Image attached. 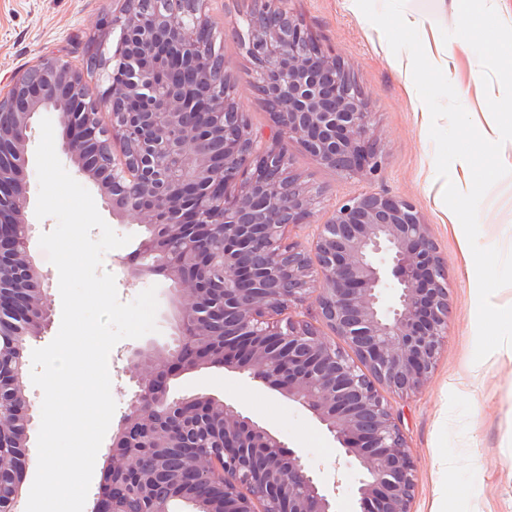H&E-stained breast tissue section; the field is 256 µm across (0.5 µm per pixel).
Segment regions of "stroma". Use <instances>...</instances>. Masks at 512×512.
I'll return each instance as SVG.
<instances>
[{"label":"stroma","mask_w":512,"mask_h":512,"mask_svg":"<svg viewBox=\"0 0 512 512\" xmlns=\"http://www.w3.org/2000/svg\"><path fill=\"white\" fill-rule=\"evenodd\" d=\"M251 0H207L205 13L220 35L224 59L236 81V101L246 112L254 133L277 139L288 154L290 169L315 198L311 223L289 226L287 242L311 250L318 225L329 221L347 199L365 192L384 191L409 202L429 228L447 273L448 337L426 384L412 397H389L399 428L415 464L416 487L410 512H435V489L446 478L443 458L463 457L452 499L453 512H512V361L492 353L475 362V311L470 295L461 244L452 225V211L445 205L443 183L435 168V146L429 124L416 112L418 92L390 50L382 31L370 23L355 0H288V10L327 50L339 55L351 68L360 93L372 114L373 140L385 151L380 172L371 178L351 177L319 163L288 138H275V128L264 111L256 81L238 41V22ZM406 10L420 18L418 32L424 48L440 56L452 47L451 73L468 94L462 105L477 124H486L489 99L512 93V79L487 67L486 53L475 44L471 30L453 7L430 10L425 0H406ZM113 0H0V81L38 56L56 53L86 66L90 58L108 59L119 38L108 22ZM50 119L54 145L65 170L92 195L104 221L130 241L106 253L103 271L115 277L121 302H132L149 287H156V332L145 340L164 346L174 341L175 309L169 281L160 274L135 276L132 266L142 264L140 243L144 226L120 221L104 204L98 185L81 173L63 153L62 126L58 114ZM32 225L29 252L37 270L45 275L52 322L43 335L28 339L27 350L47 346L57 335L62 315L59 275L39 246L41 234L52 231L56 220L29 215ZM482 246L512 252V175L495 184L479 211ZM141 341L125 339L108 358L117 403L111 428H118L128 407L131 379L130 349ZM212 395L233 404L276 434L307 460L326 487H337L336 512H355L353 488L357 467L347 466L336 441L318 419L298 403L247 374L218 367H203L172 378L169 395Z\"/></svg>","instance_id":"1"}]
</instances>
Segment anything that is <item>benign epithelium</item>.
<instances>
[{"instance_id":"1","label":"benign epithelium","mask_w":512,"mask_h":512,"mask_svg":"<svg viewBox=\"0 0 512 512\" xmlns=\"http://www.w3.org/2000/svg\"><path fill=\"white\" fill-rule=\"evenodd\" d=\"M120 7L123 51L91 96L82 70L43 55L0 85V509L13 512L26 469L31 403L26 395V338L51 323L43 275L29 254V187L25 154L32 118L56 112L64 151L78 166L94 150L107 157L95 178L113 216L150 234L144 268L170 281L177 308L171 346L135 348L129 356L135 391L112 436L109 465L95 512H127L125 461L148 449L134 489L147 512H171L167 463L185 448L198 465L181 497L193 512H335V501L308 464L280 438L235 406L211 395L172 399L169 380L188 370L224 367L266 383L312 412L363 470L355 489L360 512H409L415 492L412 455L383 387L400 398L427 382L448 335L444 265L428 225L406 201L384 192L341 204L320 224L314 254L285 245L288 223L309 224L313 205L280 183L276 143L253 150L248 117L224 111V73L199 83L195 105L166 87L169 44L181 66L204 68L194 52L197 28L156 15L150 21ZM282 0H265L251 47L259 52L266 98L280 103L271 119L320 163L351 177L374 176L383 150L370 137L371 113L349 90L350 72L317 40L280 26ZM132 157L112 162V145ZM397 291L394 305L382 290ZM313 300L319 319L346 347L314 323L285 316ZM211 495L202 500L195 489Z\"/></svg>"}]
</instances>
